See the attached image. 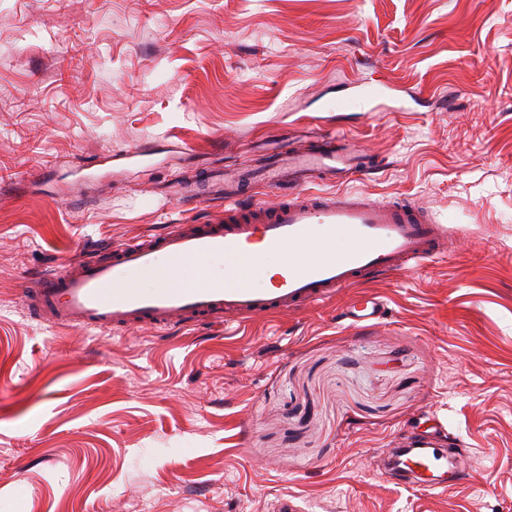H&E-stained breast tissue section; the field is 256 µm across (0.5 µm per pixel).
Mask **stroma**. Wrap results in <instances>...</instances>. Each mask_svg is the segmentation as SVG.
<instances>
[{
    "label": "stroma",
    "instance_id": "obj_1",
    "mask_svg": "<svg viewBox=\"0 0 512 512\" xmlns=\"http://www.w3.org/2000/svg\"><path fill=\"white\" fill-rule=\"evenodd\" d=\"M381 170L452 252L344 296L125 336L28 317L25 277L223 219L173 184L314 133ZM138 159H130L133 151ZM439 417L447 490L378 449ZM512 512V0H0V512ZM386 308L380 299L371 295H353L349 297L341 311L339 318L349 325L359 326L364 323H375L385 318Z\"/></svg>",
    "mask_w": 512,
    "mask_h": 512
}]
</instances>
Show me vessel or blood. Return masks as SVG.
Segmentation results:
<instances>
[{"instance_id": "1", "label": "vessel or blood", "mask_w": 512, "mask_h": 512, "mask_svg": "<svg viewBox=\"0 0 512 512\" xmlns=\"http://www.w3.org/2000/svg\"><path fill=\"white\" fill-rule=\"evenodd\" d=\"M371 167L347 136L326 134L298 153L282 146L267 162L256 185L280 194L272 207L246 201L240 174L206 171L180 195L187 203L223 200L224 219L215 224H172L163 233L132 237L109 249L106 257L65 261L52 272L27 280L20 293L28 315L54 326L134 334L142 329L166 333L200 321L232 326L262 315L314 308L356 283L385 278L437 259L448 250V227L434 223L427 210L414 205H385L364 196L336 193L313 196L300 186L314 180L338 182L350 173L369 175ZM344 235L347 248L332 245ZM263 248L282 255L284 269L269 290L242 286L243 278L262 275L261 267L239 269L237 257ZM224 258L223 279L204 285L176 284L186 262ZM150 273L157 288L136 283ZM386 308L371 295L349 296L339 318L349 325L384 319ZM442 424L429 433L392 448L396 466H381L396 483L440 490L461 482V462H449L439 440Z\"/></svg>"}]
</instances>
